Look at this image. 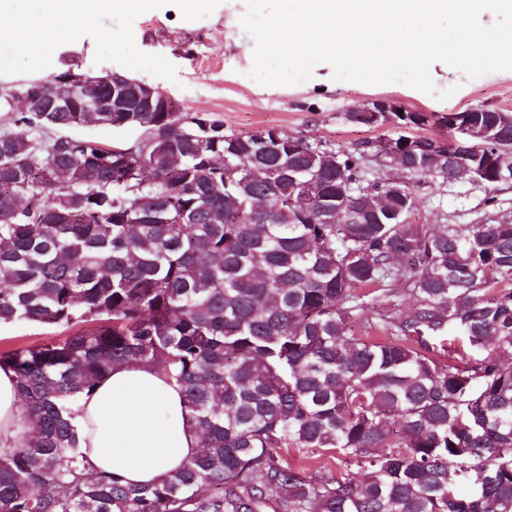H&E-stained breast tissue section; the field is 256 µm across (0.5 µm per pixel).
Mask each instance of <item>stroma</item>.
I'll use <instances>...</instances> for the list:
<instances>
[{"label": "stroma", "instance_id": "1", "mask_svg": "<svg viewBox=\"0 0 512 512\" xmlns=\"http://www.w3.org/2000/svg\"><path fill=\"white\" fill-rule=\"evenodd\" d=\"M246 11L245 0H222L207 17L188 21L179 9L167 5L140 15L133 24L137 47L159 54L175 65L176 80L155 77L142 70L132 78L159 85L182 108L208 112L224 123L228 133L247 134L263 127H276L305 136L310 142L333 151L351 150L382 137L397 136L392 126L370 127L353 122L352 109L371 100L390 98L409 110L439 115L475 107L512 110V73L494 77L466 78L449 70L441 87L456 86V93L439 101L401 83L366 85L327 80L329 65L320 64L315 76L292 86H263L241 80L243 70L253 66L254 41L243 29L240 18ZM96 44L92 37L58 46L49 67L40 70L43 78L66 69L103 74L116 70L113 62L95 63ZM419 199L411 219L418 224H456L467 229L485 217L512 218V185L488 189L472 184H441L429 177L412 181ZM496 196V208L484 203ZM59 328L29 323L0 325V351L41 345L63 339Z\"/></svg>", "mask_w": 512, "mask_h": 512}]
</instances>
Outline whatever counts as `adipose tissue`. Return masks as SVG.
I'll use <instances>...</instances> for the list:
<instances>
[{
  "instance_id": "1",
  "label": "adipose tissue",
  "mask_w": 512,
  "mask_h": 512,
  "mask_svg": "<svg viewBox=\"0 0 512 512\" xmlns=\"http://www.w3.org/2000/svg\"><path fill=\"white\" fill-rule=\"evenodd\" d=\"M81 451L88 471H109L133 484H150L200 448L181 391L153 366H114L77 406ZM29 430L15 373L0 367V454Z\"/></svg>"
}]
</instances>
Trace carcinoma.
<instances>
[{"label": "carcinoma", "instance_id": "carcinoma-1", "mask_svg": "<svg viewBox=\"0 0 512 512\" xmlns=\"http://www.w3.org/2000/svg\"><path fill=\"white\" fill-rule=\"evenodd\" d=\"M64 70L4 90L42 95ZM486 135L477 163L512 174L505 112H460ZM20 112L0 132V324L66 326L62 341L0 352L30 431L0 455V512H512V220L462 234L392 224L384 183L356 196L358 224H326L338 174L360 179L356 148L312 186L309 218L288 198L317 161L237 138L207 112ZM209 126L204 127L202 123ZM148 135L150 177L128 179L112 149L77 128ZM53 134L55 138L47 139ZM263 177L224 190V163ZM410 178L445 179L424 157ZM405 285L403 319L376 294ZM375 317L390 338L353 333ZM456 331L487 350L472 369L413 336ZM150 364L193 412L198 454L153 485L86 473L77 403L120 364ZM284 448L343 458L356 473L289 466ZM470 463L472 493L455 483Z\"/></svg>", "mask_w": 512, "mask_h": 512}]
</instances>
